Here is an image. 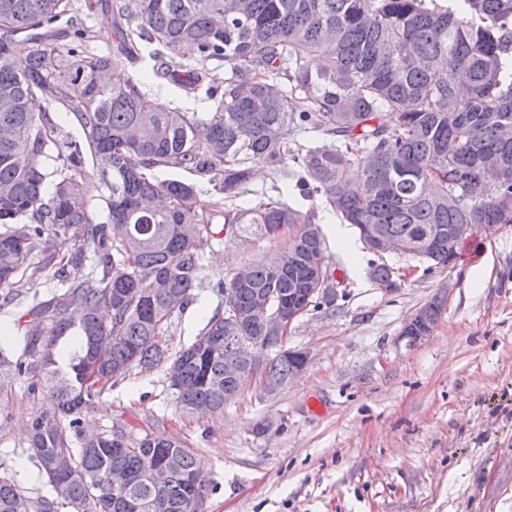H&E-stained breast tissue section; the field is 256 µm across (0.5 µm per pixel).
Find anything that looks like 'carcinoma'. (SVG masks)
I'll use <instances>...</instances> for the list:
<instances>
[{
	"mask_svg": "<svg viewBox=\"0 0 512 512\" xmlns=\"http://www.w3.org/2000/svg\"><path fill=\"white\" fill-rule=\"evenodd\" d=\"M71 0H0V288H11L36 250L54 255L70 235L103 266L97 285L78 284L27 312L34 328L17 358L0 346V386L16 378L50 407L30 430V455L51 496L41 512H185L210 486L195 451L163 433L88 434L81 414L135 366L167 365L188 415L216 413L241 395L224 370L228 323L260 336L261 372L278 391L301 372L277 353L267 317L306 297L321 272L325 239L312 213L283 199L286 157L300 162L296 186L317 195L344 223L379 226L436 266L458 257L455 224H512V0H112L103 21L119 45L88 51L86 33L58 46L40 33L68 14ZM152 45L158 83L194 90L224 63V88L209 87L212 112H158L126 71L134 40ZM191 45L196 65L177 61ZM28 67H14L16 54ZM44 102L72 115L85 141L58 143ZM295 128L328 143L299 157ZM92 163L107 194L103 221L89 215L84 179ZM273 170L249 206H227L249 164ZM356 165L362 178L353 182ZM160 169L206 177L217 196L204 203L196 183L160 181ZM243 242L296 228L290 249L235 269L224 311L169 354L158 337L193 300L211 220ZM371 278L387 288L393 268ZM174 460L168 483L148 472ZM123 473L128 490L112 485ZM34 500L0 478V512H32Z\"/></svg>",
	"mask_w": 512,
	"mask_h": 512,
	"instance_id": "obj_1",
	"label": "carcinoma"
}]
</instances>
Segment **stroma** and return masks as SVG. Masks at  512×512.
Here are the masks:
<instances>
[{"label": "stroma", "mask_w": 512, "mask_h": 512, "mask_svg": "<svg viewBox=\"0 0 512 512\" xmlns=\"http://www.w3.org/2000/svg\"><path fill=\"white\" fill-rule=\"evenodd\" d=\"M102 0H73L70 16L89 32L88 48L111 51ZM287 201L320 214L325 261L339 283L331 309L296 321L288 345L309 362L287 387L252 386L223 411L181 415L166 366L134 368L83 411L96 431L176 435L194 448L211 480L204 512H512V224L475 228L457 262L432 267L365 249L358 234L321 201L289 187ZM290 235L250 244L218 234L202 255L194 299L161 342L175 352L223 308L218 286L232 269L288 245ZM384 262L404 278L385 292L369 272ZM0 308V343L21 354L27 311L63 284L93 283L96 258L59 280L43 265ZM442 300L430 337L412 345L405 324ZM51 404L22 380L0 391V476L48 496L28 452V428ZM264 432H257V425Z\"/></svg>", "instance_id": "obj_1"}]
</instances>
